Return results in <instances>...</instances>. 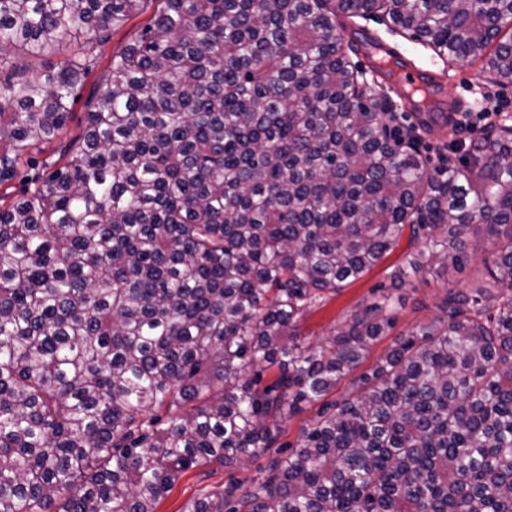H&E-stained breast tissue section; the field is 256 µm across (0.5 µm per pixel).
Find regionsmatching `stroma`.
Listing matches in <instances>:
<instances>
[{
	"label": "stroma",
	"instance_id": "35a3bbf8",
	"mask_svg": "<svg viewBox=\"0 0 512 512\" xmlns=\"http://www.w3.org/2000/svg\"><path fill=\"white\" fill-rule=\"evenodd\" d=\"M160 7V0H148L142 15L123 28L112 30L107 39L98 45L96 66L86 78L72 106L65 141H72L81 134L85 114L91 110L101 92V77L106 73L112 55L128 45ZM342 24L346 31L362 30L382 43L397 47L403 58L415 65H432L438 78L439 99L445 117L435 120L428 128H417L422 150L429 156L431 166L460 163L464 151L459 143L472 140L473 135L461 131L457 123L463 113L478 112L490 106L492 94H500L508 100L507 112L512 115V78H499L485 72L482 60L437 61L428 45L393 30L387 19L382 17H346ZM416 247L409 234H402L394 250L363 277L345 284L322 303L307 308L296 322L295 331L299 339L315 344L332 337L352 314L373 302L380 294H396L402 300L397 310L396 324L371 346L363 362L364 367H371L393 346L398 335L439 315V305L448 289L470 287L483 274L485 262L495 258L493 246L485 244L460 268L435 266L423 277L406 283L402 288H394L392 273L404 265L406 256ZM316 410V405L308 404L302 412L283 420L272 448L250 462L227 466L213 464L187 471L160 502L156 512H185L187 505L198 498L204 489H218L231 481L247 486L261 478L270 460L284 457L295 450L302 428L314 417Z\"/></svg>",
	"mask_w": 512,
	"mask_h": 512
}]
</instances>
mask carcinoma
Segmentation results:
<instances>
[{
    "instance_id": "carcinoma-1",
    "label": "carcinoma",
    "mask_w": 512,
    "mask_h": 512,
    "mask_svg": "<svg viewBox=\"0 0 512 512\" xmlns=\"http://www.w3.org/2000/svg\"><path fill=\"white\" fill-rule=\"evenodd\" d=\"M143 2L0 0V52L28 59L0 56V512H156L182 474L253 459L277 439L267 418L317 401L265 479L185 512H512V124L429 170L337 28L381 12L512 78V0H161L81 135L14 198L97 41ZM406 229L424 244L402 284L499 249L357 376L391 296L301 345L303 311Z\"/></svg>"
}]
</instances>
